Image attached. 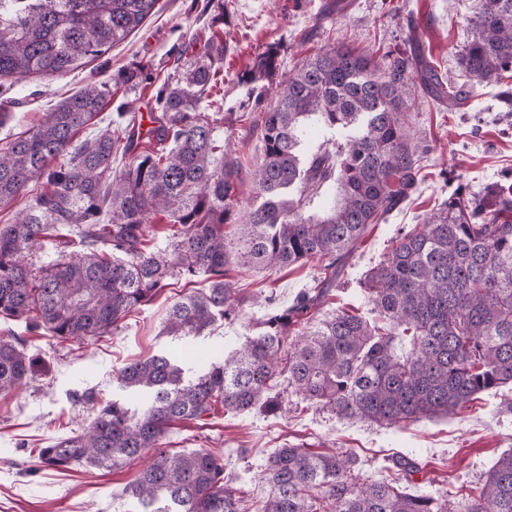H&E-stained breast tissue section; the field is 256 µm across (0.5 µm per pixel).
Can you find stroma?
I'll return each instance as SVG.
<instances>
[{
	"label": "stroma",
	"instance_id": "stroma-1",
	"mask_svg": "<svg viewBox=\"0 0 512 512\" xmlns=\"http://www.w3.org/2000/svg\"><path fill=\"white\" fill-rule=\"evenodd\" d=\"M481 0H224L226 22L210 24L207 0H158L153 15L100 58L62 77L30 76L0 88V109L12 114L0 126V146L32 130L42 113L89 83H108L119 69L136 63L154 76L136 91L117 90L116 102H128L135 113L149 112L156 84L174 70L178 52H203L213 33L224 39V67L212 89V109L224 116L244 175L236 186L235 220L224 227L229 253L227 279L244 304L236 319L217 321L198 336L167 335L171 305L210 285L206 276L173 278L154 301L124 319L118 331L95 339L62 340L37 336L13 322H0V336H19L26 351L45 366L37 383L0 395V512H129L123 490L137 466L112 471L90 467L79 472L35 467L39 449L81 430L97 406L125 400L119 384L124 365L153 354L179 355L199 371L223 360L232 348L260 332L266 307L292 305L304 290L318 287L323 263L312 259L287 268L247 263L246 246L237 222L260 202L251 173L263 151L262 110L255 97L272 104L276 86L313 56L345 45L376 58L404 54L412 58V77L426 70L469 88L465 108L422 95L407 120L422 154L417 187L387 218L370 226L364 240L339 273L332 294L300 331L345 309L371 316V305L359 287L366 270L378 263L392 239L422 223L449 192L457 188L478 194L494 188L512 191V104L500 100L512 93V78L486 85L462 72L459 55L471 39V20ZM279 43L278 70L257 87L241 85V74L271 43ZM280 413L261 409L232 413L216 409L202 420L173 424L164 443L172 452L208 448L222 452L225 472L242 491V506L262 499L266 488L257 480L270 454L287 445L313 451L351 452L362 476L373 481L394 478L392 460L413 455L422 472L416 493L448 497L477 486L498 456L512 450V389L483 395L472 408L453 419L421 421L402 428L379 426L358 418L337 416L331 408L301 400L288 385L287 374L274 380Z\"/></svg>",
	"mask_w": 512,
	"mask_h": 512
}]
</instances>
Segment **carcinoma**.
I'll use <instances>...</instances> for the list:
<instances>
[{"mask_svg":"<svg viewBox=\"0 0 512 512\" xmlns=\"http://www.w3.org/2000/svg\"><path fill=\"white\" fill-rule=\"evenodd\" d=\"M158 0H0V83L39 74L64 76L104 55L139 27ZM474 37L459 57L466 73L498 84L512 72V0H483ZM278 51L267 48L249 81L271 78ZM224 60V41L204 57L178 55L173 76L155 94L151 126L124 121L84 139L114 90L146 78L132 64L112 84H89L69 96L25 136L0 149V207L43 179L13 224L0 225V319L61 339L106 336L132 311L150 304L168 279L200 273L211 288L169 310L165 330L192 336L216 315H237L242 300L224 281V225L232 220L239 161L220 139L206 100ZM412 59L374 57L338 46L303 63L277 86L264 112L263 157L252 179L262 202L239 225L247 255L262 266L310 259L333 268L416 187L418 145L404 114L415 99ZM423 91L462 107L469 92L429 71ZM346 131L336 150H303L310 124ZM156 141L162 148L142 145ZM127 159L113 170L116 156ZM329 204L307 214L312 194ZM169 218L172 249H146L151 216ZM49 249L55 258L35 261ZM361 287L375 316L338 310L310 334L298 323L326 302L325 285L291 306L273 308L264 331L224 363L191 382L163 355L133 361L120 383L150 395L139 413L118 402L101 407L80 431L38 453L57 470L123 468L151 462L127 486L137 512H241L239 490L224 458L206 448L162 450L175 421L202 420L221 406L245 412L279 402L267 396L285 360L288 384L303 400L344 417L384 426L453 418L481 394L512 385V199L459 191L414 229L392 241ZM38 362L0 336V393L39 379ZM390 482L361 478L347 452L277 448L261 473L267 495L254 512H512V451L480 485L451 499L406 490L421 473L414 461H392Z\"/></svg>","mask_w":512,"mask_h":512,"instance_id":"carcinoma-1","label":"carcinoma"}]
</instances>
